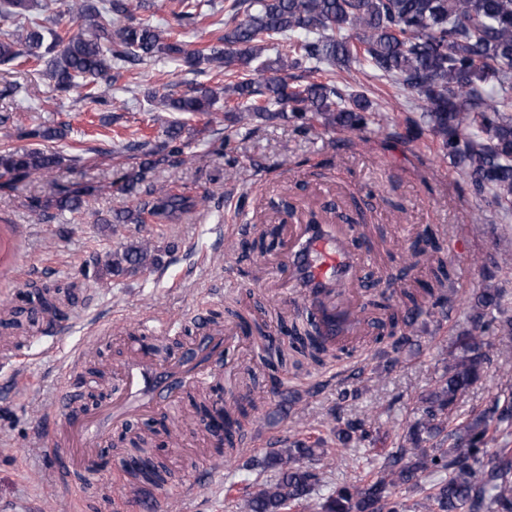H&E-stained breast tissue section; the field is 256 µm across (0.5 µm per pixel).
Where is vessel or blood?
I'll use <instances>...</instances> for the list:
<instances>
[{
    "label": "vessel or blood",
    "mask_w": 512,
    "mask_h": 512,
    "mask_svg": "<svg viewBox=\"0 0 512 512\" xmlns=\"http://www.w3.org/2000/svg\"><path fill=\"white\" fill-rule=\"evenodd\" d=\"M353 238V231L344 226L330 237L319 225L296 224L287 240L292 285L311 300V312L320 326L321 338L331 347L347 335L343 315L330 298L332 289L336 282L355 276L371 257L370 252L353 246ZM17 244L14 228L0 229L1 272L14 269L18 261ZM228 342L223 330L208 329L198 337L194 348L180 357L161 360L132 353L123 367L121 389L98 409L80 405L82 383L68 384L59 400V421L47 424L49 432L62 435L57 452L58 488L70 487L76 472L87 480H99L102 469L95 443L100 435L110 427L156 417L180 393L210 382Z\"/></svg>",
    "instance_id": "1"
}]
</instances>
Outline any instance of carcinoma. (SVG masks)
<instances>
[{
  "label": "carcinoma",
  "instance_id": "carcinoma-1",
  "mask_svg": "<svg viewBox=\"0 0 512 512\" xmlns=\"http://www.w3.org/2000/svg\"><path fill=\"white\" fill-rule=\"evenodd\" d=\"M204 0H176L173 23L159 29L137 16L145 0H76L72 24L48 18L51 25L28 15L39 0H4L3 8L27 25L0 31V62L25 57L45 64V76L58 93L79 91L82 98L106 101V93L123 76L127 65L170 58L200 69L210 66L232 80L215 89L199 84L177 93L165 84L148 93L151 102L172 112L212 116L219 101L229 105L224 118L246 126L255 118L292 122L305 132L382 133L388 130L365 91L342 89L331 78L306 84L288 82V71L308 74L336 69L355 70L385 78L406 95L420 113L403 131L393 135L407 143L429 136L440 155L457 169L471 194L499 212L512 211V0H235L234 15L224 22L217 43L191 49L176 28L193 19H206L196 10ZM244 18L237 20V12ZM78 29H72V25ZM286 43L285 52L271 59L268 47ZM265 74L256 83L250 73ZM58 128H21L18 136L39 141L34 148H1L0 178L14 183L33 175L49 177L65 157L47 146L66 135ZM182 125L173 122L164 138L135 145L138 163L116 179L117 190L133 205L103 218V224H141L144 212L160 221L206 207L209 196L170 195L153 180L160 165L181 167L192 161L190 144L180 139ZM59 211L88 204L83 195L62 189L48 201ZM446 231L428 225L406 249L404 270L418 268L417 286L404 287V276L389 275L385 289L373 292L366 305L382 311L381 335L375 343L392 340V352L409 340L420 317L443 305L451 279L442 256ZM161 258L150 242L131 245L107 255L103 270L114 276L159 266ZM262 352L269 381L281 369L304 363L321 365L331 352L314 322L300 315L279 320L280 336H272L266 321L232 312ZM471 328L448 349L445 372L436 387L422 398L420 418L397 435L396 450L388 453L377 474L365 484H343L321 495L318 512H512V448L489 451L494 433L512 424V397L473 419L448 429V415L461 396L480 377L487 359L489 337L497 338L501 365L512 369V313L505 291L491 286L476 295L470 306ZM194 418L203 423L224 421V449L242 442L241 420L257 408L255 400L235 401L220 408L211 400L191 399ZM339 442L370 430L361 423H342L331 429ZM128 444L131 473L160 488L168 471L155 456V444L136 436ZM326 441L302 440L256 463L276 471L275 478L246 487L234 507L238 512H288L307 509L323 479L311 462L326 454ZM422 501L407 505L402 489L422 487Z\"/></svg>",
  "mask_w": 512,
  "mask_h": 512
}]
</instances>
